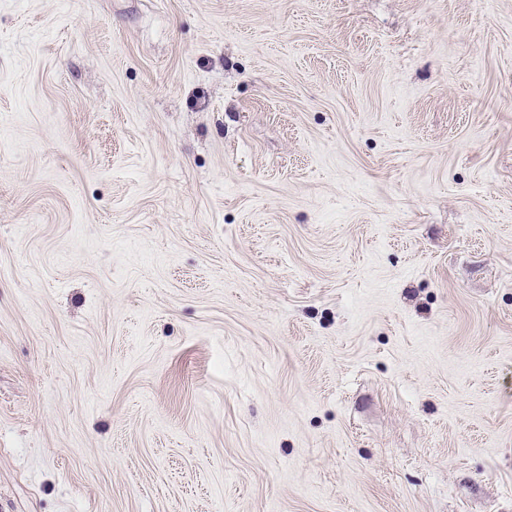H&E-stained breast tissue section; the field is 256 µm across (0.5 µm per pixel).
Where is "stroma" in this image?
Masks as SVG:
<instances>
[{
	"label": "stroma",
	"instance_id": "35a3bbf8",
	"mask_svg": "<svg viewBox=\"0 0 512 512\" xmlns=\"http://www.w3.org/2000/svg\"><path fill=\"white\" fill-rule=\"evenodd\" d=\"M0 512H512V0H0Z\"/></svg>",
	"mask_w": 512,
	"mask_h": 512
}]
</instances>
